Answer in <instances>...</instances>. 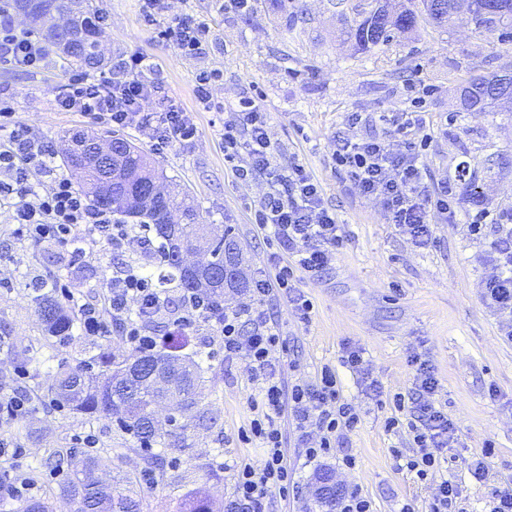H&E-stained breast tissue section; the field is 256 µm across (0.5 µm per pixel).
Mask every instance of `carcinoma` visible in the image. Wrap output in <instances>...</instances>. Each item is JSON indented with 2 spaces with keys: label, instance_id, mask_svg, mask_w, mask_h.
<instances>
[{
  "label": "carcinoma",
  "instance_id": "cac0c4a2",
  "mask_svg": "<svg viewBox=\"0 0 512 512\" xmlns=\"http://www.w3.org/2000/svg\"><path fill=\"white\" fill-rule=\"evenodd\" d=\"M486 5L498 16V24L488 28L493 32L512 29V0H485ZM448 15H437L431 7V0H420V6L407 7L403 0H374L377 12L367 15L353 25L350 38L354 40L355 49L367 51L371 47L390 40L391 31L380 23L379 13L385 12L396 16L397 28L413 31L421 24L441 26L457 15L455 0H447ZM98 13L94 0H83L82 9L76 13L73 21L81 30V42L71 45L62 33H52L51 37L64 44L77 65L92 67L100 64L102 57L97 53V46L102 37V27L97 21ZM468 87L477 88L476 95L470 99H460V106L467 112H486L493 106L494 96L504 91L498 76L491 75L475 79ZM123 149L122 169L137 174V178L126 180L117 186V191L127 197H136L141 189L150 182L169 181L166 173L148 165L143 152L128 138H121ZM82 142L81 135L67 134L61 137L60 154L62 161H67ZM78 184L88 199L101 204L99 199L98 177L88 171L79 176ZM179 210L187 220L178 232L168 228L171 212ZM112 213L121 223L135 219V224L148 233H154L160 239L161 250L159 283L163 288L171 284L189 291L195 289L193 282L200 274L199 269L184 264L182 250L194 243H205L213 256L212 265L219 267L224 257V239L208 241L205 225L200 223V207L194 197L183 191L181 195L166 192L165 196L153 202L152 206L133 214L122 207H115ZM249 287L245 268L230 269L225 272L224 285L209 289V294L222 300L224 290L239 294ZM34 296L36 312L50 336L61 342H68L78 330V316L68 312L53 290L42 291L35 287ZM103 343L98 345L99 353L86 361L87 378L73 376L66 372L48 375L47 392L58 406L72 410H81L90 415L104 416L116 423L117 427L131 437L141 448L159 446L167 447L164 435L153 423V407L159 402L160 390L150 383H142L128 377L129 365L134 368L151 369L156 364L165 362L174 365L171 375L173 386L169 394L181 398V409L186 410L196 404L202 366L190 357H181L164 351L152 353L132 352L121 363L112 365L109 349L112 336H101ZM107 456L86 454L73 463V469L63 475L59 483L60 495L81 503L80 512H140L138 480L128 476L119 478L115 484L104 482L99 472L109 466ZM180 512H215L211 496L198 491L180 507Z\"/></svg>",
  "mask_w": 512,
  "mask_h": 512
}]
</instances>
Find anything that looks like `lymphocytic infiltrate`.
<instances>
[{
    "label": "lymphocytic infiltrate",
    "instance_id": "f902f5d3",
    "mask_svg": "<svg viewBox=\"0 0 512 512\" xmlns=\"http://www.w3.org/2000/svg\"><path fill=\"white\" fill-rule=\"evenodd\" d=\"M2 68L43 74L58 88V108L132 130L159 152L198 133L194 113L169 95L146 57L131 55L115 73L70 69L56 44L18 20L14 0H0ZM378 120L403 135L401 145L367 133L369 116L347 113L345 123L353 134L336 139L332 159L337 171L362 197L379 201L386 222L408 235L417 248L433 243L438 221L453 224L459 212H466L470 232L489 241L494 271L484 283V298L505 315L502 336L512 341V214L492 212L478 202L462 209L455 182H432L421 159L432 138L424 115L382 112ZM221 138L224 162L238 181L265 180L254 222L277 247L270 256L273 276L254 278L244 298L232 306L200 292L181 294L174 305L152 274L131 264L112 276L103 303L80 304L78 313L86 335L101 336L115 326L126 345L143 352L157 346L151 325L158 317L167 319L176 336L191 335L203 324L211 327L225 358L243 365L253 387L248 398L253 417L242 438L261 450L259 459L233 463L224 512H272L273 496L287 498L295 485L286 454L288 437H295L307 462L337 455L347 469L356 466L355 456L344 447L348 432L362 421V410L344 396L340 371L355 375L372 400L385 395L357 347L346 348L338 365H324L314 379L284 380L278 366L288 352V338L268 304L286 299L294 317L310 323L313 304L297 291V276L315 278L330 270L348 236L321 182L299 161L280 162L269 134V114L259 101H244L230 110ZM56 158L51 141L32 124L15 120L13 97L8 87L0 86V208H6L15 223V236L58 245L78 261L90 259L102 240L116 250L132 247L155 257L150 237L138 226L118 223L111 209L91 205L59 171ZM410 363L412 386L389 397L392 412L384 429L408 434L412 447L395 448L391 454L418 482L433 483L421 512H469L461 481L443 472L457 437L441 386L428 359L416 353Z\"/></svg>",
    "mask_w": 512,
    "mask_h": 512
}]
</instances>
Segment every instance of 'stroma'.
<instances>
[{"label":"stroma","mask_w":512,"mask_h":512,"mask_svg":"<svg viewBox=\"0 0 512 512\" xmlns=\"http://www.w3.org/2000/svg\"><path fill=\"white\" fill-rule=\"evenodd\" d=\"M170 2L167 12L148 22L140 0H97L105 16V64L132 53L146 56L170 94L197 114L195 140L162 154L143 140L141 150L201 203L204 223L234 229L248 273L256 275L267 268L272 251L253 226L252 207L265 184L260 179L241 183L225 166L218 116L197 111L195 77L204 69L218 70L214 98L225 106L244 98L262 101L281 161L296 159L311 171L349 235L331 270L318 279L298 277V288L314 304L310 325L295 321L285 299L269 305L288 334L293 365L284 370L285 381L313 377L324 364H337L346 347L359 345L384 392H403L413 379L409 356L422 353L457 427L452 471L466 483L472 512H485L490 488H512V342L501 336L500 319L481 295L488 274L485 242L470 235L466 224L447 223L437 226L431 247L414 248L385 222L378 203L342 181L332 153L336 137L348 132L346 113L421 112L436 127L423 153L433 179L458 178L461 198L476 190L491 211H511L512 114L463 112L459 97L474 76L512 72V39L456 20L356 52L343 44L342 33L360 19L363 0H255L246 16L224 11L222 0ZM185 17L210 27L205 58L185 55L165 36L176 19ZM0 84L13 91L17 119L35 125L51 141L73 130L111 133L110 127L57 108L56 90L43 77L0 70ZM120 259L141 261L133 252L116 257L102 243L88 262H70L58 246L14 237L8 213L0 210V336L8 341L0 350V382L12 381L15 369L26 367L22 384L30 398L26 416L0 426V440L25 448L17 470L37 481L39 489L55 491L62 477L43 467V460L56 449L74 447L82 434L96 436L98 453L111 457L114 470L139 475L146 468L148 450L136 447L109 420L53 408L44 384L47 367L62 364L79 372L97 348L93 337L80 333L69 345L57 344L45 333L32 300L35 282L57 277L80 301H96ZM185 342V352L207 357L204 395L196 407L204 420L183 431L169 424L167 409H158L157 425L169 444L166 466L142 486L141 512H177L202 488L223 502L231 474L212 475L214 455L230 462L257 454L240 438L252 417V387L242 365L225 359L208 327H199ZM340 378L345 395L364 410L361 424L348 436L358 466L349 472L332 459L305 464L295 442H288L296 486L292 498L275 500V512H321L315 486L325 470L341 488L359 485L376 512H396L404 499L424 505L431 487L398 470L390 454L408 447V437L387 434L382 427L387 408L367 399L349 372ZM488 441L495 443L496 454L488 485L479 486L468 482L466 464Z\"/></svg>","instance_id":"35a3bbf8"}]
</instances>
